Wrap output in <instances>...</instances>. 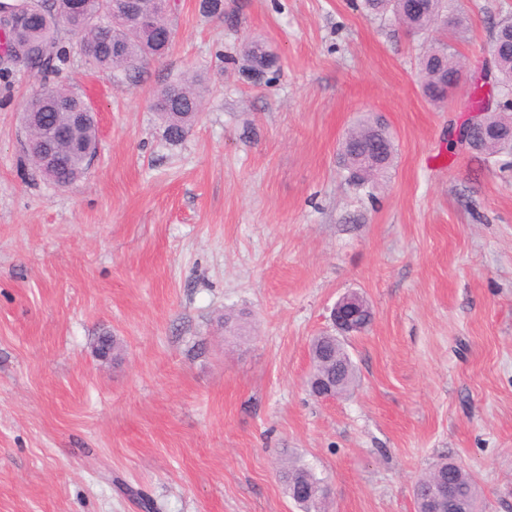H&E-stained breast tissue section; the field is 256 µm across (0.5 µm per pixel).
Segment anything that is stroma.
<instances>
[{
    "mask_svg": "<svg viewBox=\"0 0 512 512\" xmlns=\"http://www.w3.org/2000/svg\"><path fill=\"white\" fill-rule=\"evenodd\" d=\"M355 3L224 0L218 19L179 0L168 55L134 83L89 71L62 33L61 79L99 115L67 188L27 155L34 77L0 85V512H300L289 457L329 486L328 512H416L415 480L445 458L483 512H512V166L453 143L470 93L423 97L441 30ZM449 3L475 74L512 0ZM248 37L279 57L257 85L238 73ZM189 72L202 112L172 145L152 101ZM367 111L396 148L370 193L337 159ZM350 291L374 312L345 342L360 383L318 400L310 343Z\"/></svg>",
    "mask_w": 512,
    "mask_h": 512,
    "instance_id": "1",
    "label": "stroma"
}]
</instances>
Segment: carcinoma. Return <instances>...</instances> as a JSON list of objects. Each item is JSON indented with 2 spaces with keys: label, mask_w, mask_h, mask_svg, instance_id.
<instances>
[{
  "label": "carcinoma",
  "mask_w": 512,
  "mask_h": 512,
  "mask_svg": "<svg viewBox=\"0 0 512 512\" xmlns=\"http://www.w3.org/2000/svg\"><path fill=\"white\" fill-rule=\"evenodd\" d=\"M113 0H13L12 13L21 18L18 29L0 36L10 59L0 63V80L10 78L22 69H32L40 78L22 104L24 125L42 121L39 134L54 150L65 156L66 162L54 175L53 184L67 188L85 173L83 158L96 152L98 125L91 118L72 133L67 129L73 113L91 112L81 94L55 79L67 66L70 50L58 39L59 29L67 28L78 38L79 51L86 65L94 70L110 71L116 80H134L142 65L160 60L167 54L164 48L173 29L167 17L158 20L156 31L146 34L135 19L112 13ZM358 7L367 16L390 17L406 31L418 35L428 33L442 21L446 0H424L423 11L413 13L403 9L400 0H360ZM512 18L501 19L492 31L487 52L498 50L492 59L493 78L501 93H512ZM242 71L259 80L277 67V55L262 41L244 43L241 54ZM451 47L437 41L420 60L421 90L435 104L452 94L450 76L457 71ZM202 106L200 83L192 78L173 81L162 88L153 102L159 113L162 136L178 144L197 123ZM339 159L348 172L353 186L365 190L382 180L393 164L394 144L384 120L372 113L350 129L341 142ZM314 357L309 388L322 381L330 384L333 395L341 396L359 383L356 367L344 343L330 335L312 340ZM447 478L462 500L466 512H480V491L476 479L453 461L438 462L423 481ZM280 479L287 494L292 496L301 512H325L326 497L322 480L303 462L290 459L281 466Z\"/></svg>",
  "instance_id": "1"
}]
</instances>
